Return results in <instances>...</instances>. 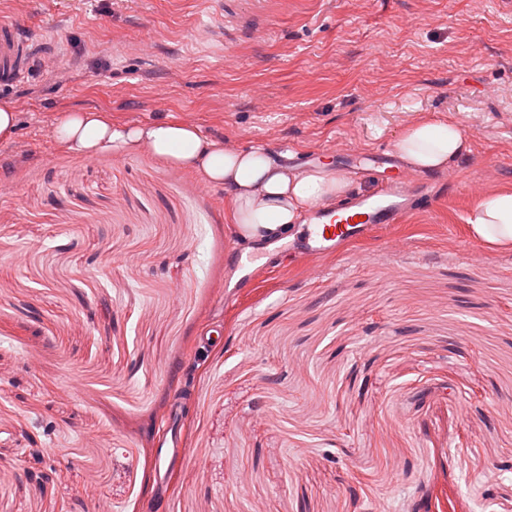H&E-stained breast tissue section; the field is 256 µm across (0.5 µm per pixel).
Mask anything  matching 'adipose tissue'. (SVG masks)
Returning <instances> with one entry per match:
<instances>
[{"instance_id":"ef3b65f1","label":"adipose tissue","mask_w":512,"mask_h":512,"mask_svg":"<svg viewBox=\"0 0 512 512\" xmlns=\"http://www.w3.org/2000/svg\"><path fill=\"white\" fill-rule=\"evenodd\" d=\"M51 136L64 152L82 158L124 156L145 146L160 160L204 176L226 192L231 221L245 241L280 238L309 210L336 203L352 188L345 173L329 166H290L261 148L230 150L177 120L130 126L104 111H70L56 116ZM395 149L421 171L455 167L470 151L459 125L427 119L407 124ZM468 230L489 246L512 248V190L481 196Z\"/></svg>"}]
</instances>
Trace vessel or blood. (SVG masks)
<instances>
[{
	"mask_svg": "<svg viewBox=\"0 0 512 512\" xmlns=\"http://www.w3.org/2000/svg\"><path fill=\"white\" fill-rule=\"evenodd\" d=\"M39 58L33 36L17 24L0 22V89L28 81ZM346 158L351 164H363L379 173L381 187L309 213L307 243L299 262L312 272L317 271L320 257L360 241L372 229L403 223L410 213L430 211L435 203L432 184L420 178L416 169L398 163L388 149L350 151Z\"/></svg>",
	"mask_w": 512,
	"mask_h": 512,
	"instance_id": "1",
	"label": "vessel or blood"
}]
</instances>
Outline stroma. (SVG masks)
Instances as JSON below:
<instances>
[{
  "label": "stroma",
  "instance_id": "1",
  "mask_svg": "<svg viewBox=\"0 0 512 512\" xmlns=\"http://www.w3.org/2000/svg\"><path fill=\"white\" fill-rule=\"evenodd\" d=\"M0 21L73 67L0 91V512H512V250L467 229L512 189V0H0ZM74 109L302 165L426 116L472 152L430 215L316 274L288 264L299 232L238 239L198 174L60 150ZM236 252L255 284L231 291ZM18 114L15 105L9 101L0 102V144L12 143L17 135Z\"/></svg>",
  "mask_w": 512,
  "mask_h": 512
}]
</instances>
